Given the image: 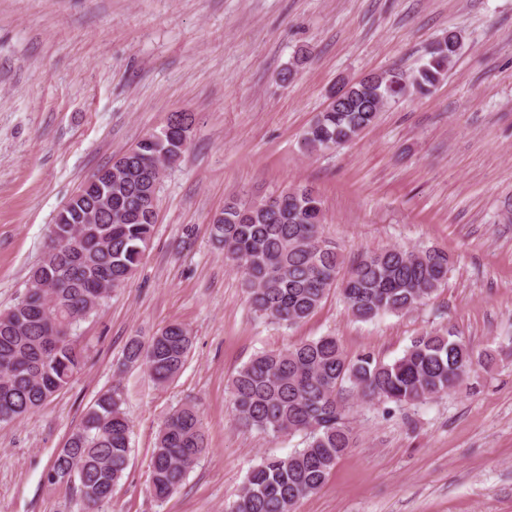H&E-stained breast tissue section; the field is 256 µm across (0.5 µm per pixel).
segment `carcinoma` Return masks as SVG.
<instances>
[{
	"instance_id": "carcinoma-1",
	"label": "carcinoma",
	"mask_w": 512,
	"mask_h": 512,
	"mask_svg": "<svg viewBox=\"0 0 512 512\" xmlns=\"http://www.w3.org/2000/svg\"><path fill=\"white\" fill-rule=\"evenodd\" d=\"M460 45L450 30L430 46L416 73L390 69L348 85L303 131L302 148L313 153L357 138L386 103L404 95L406 80L418 95H430ZM194 123V114L175 112L159 132L112 160V211L105 210L98 186L85 183L58 212L23 296L0 311V422L41 407L81 369L84 350L76 331L145 259L162 173L183 154L180 132ZM277 199L267 208L262 201L232 197L211 225L212 238L241 275L251 308L266 320L301 323L337 289L352 316L368 322L417 308L448 279L451 261L436 247L392 246L362 253L347 265L323 238V202L315 190L297 186ZM191 347L190 331L172 323L146 343L132 338L124 359L165 385L181 372ZM487 357L449 330L415 337L390 362L369 352L350 357L330 335L257 353L230 381L235 420L276 438L301 434L303 447L286 457L262 458L228 512H294L299 500L322 487L354 444L346 393L422 403L456 387ZM207 450L196 407L184 404L169 412L151 451L150 494L168 499ZM130 452L122 397L105 391L57 450L45 481L75 490L84 512H104Z\"/></svg>"
}]
</instances>
